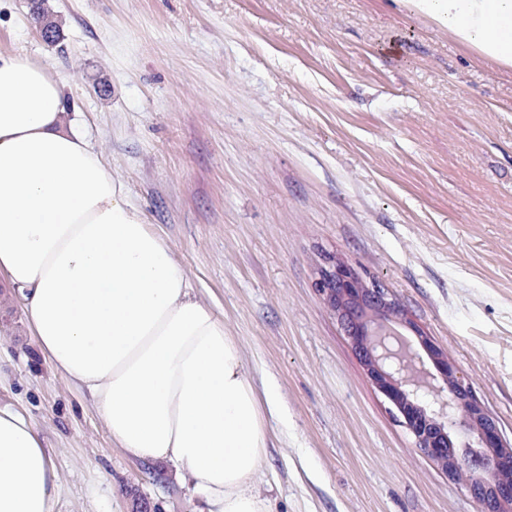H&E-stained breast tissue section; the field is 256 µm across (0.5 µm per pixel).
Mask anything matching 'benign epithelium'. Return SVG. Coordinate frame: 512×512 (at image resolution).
I'll return each instance as SVG.
<instances>
[{
    "label": "benign epithelium",
    "mask_w": 512,
    "mask_h": 512,
    "mask_svg": "<svg viewBox=\"0 0 512 512\" xmlns=\"http://www.w3.org/2000/svg\"><path fill=\"white\" fill-rule=\"evenodd\" d=\"M316 288L418 450L451 476L466 473V489L484 512H512V446L470 385L457 376L448 354L405 318L384 289L368 286L345 263L327 258ZM392 321L410 325L422 351L389 328ZM426 359L435 373L425 371ZM451 429L472 434L475 444L458 451L449 440Z\"/></svg>",
    "instance_id": "obj_1"
}]
</instances>
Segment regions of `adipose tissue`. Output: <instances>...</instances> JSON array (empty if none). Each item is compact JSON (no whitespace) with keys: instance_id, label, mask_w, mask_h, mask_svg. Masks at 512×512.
<instances>
[{"instance_id":"adipose-tissue-1","label":"adipose tissue","mask_w":512,"mask_h":512,"mask_svg":"<svg viewBox=\"0 0 512 512\" xmlns=\"http://www.w3.org/2000/svg\"><path fill=\"white\" fill-rule=\"evenodd\" d=\"M512 66V0H395ZM0 281L53 369L87 391L115 447L185 471L205 512H271L254 490L277 410L85 137L47 64L0 56ZM42 437L0 405V512H57Z\"/></svg>"}]
</instances>
